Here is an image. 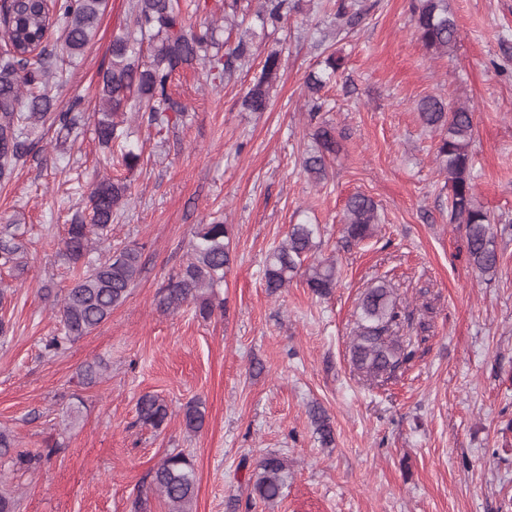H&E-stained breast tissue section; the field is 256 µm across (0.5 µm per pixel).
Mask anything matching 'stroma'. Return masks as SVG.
Instances as JSON below:
<instances>
[{
	"mask_svg": "<svg viewBox=\"0 0 512 512\" xmlns=\"http://www.w3.org/2000/svg\"><path fill=\"white\" fill-rule=\"evenodd\" d=\"M364 2L359 25L339 32L313 0L257 39L230 82L213 85L200 65L179 71L171 89L190 117L177 134L130 118L143 155L111 242L143 245L145 268L108 321L50 353L54 304L75 278L60 241L109 171L94 114L129 0H105L94 40L51 91L59 112L81 99L82 135L41 127L26 163L0 183V225L20 224L27 248L23 273L0 272L10 287L0 316L11 326L0 336V428L22 452L60 446L35 471L0 459V486L19 512H134L140 497L147 512H168L152 478L175 450L194 464L193 512H512V0H448L459 36L440 58L417 39L410 0ZM278 46L270 107L248 111L242 97ZM331 53L344 65L321 92L319 119L335 127L339 150L315 183L301 167L315 128L304 80ZM427 95L473 111L475 200L504 225L495 275L469 263L465 230L450 220L439 136L416 112ZM357 192L381 222L350 245L344 209ZM215 219L231 230L223 311L159 312L155 294L186 262L192 227ZM298 223L320 225L315 257L336 261L328 296L299 277L273 295L265 288L268 251ZM382 280L415 354L378 386L353 369L349 346L359 297ZM99 361L101 379L81 385L79 370ZM148 393L168 406L162 429L137 419ZM194 398L206 413L196 434L182 420ZM315 406L334 429L327 448L309 419ZM274 452L288 478L267 504L248 479Z\"/></svg>",
	"mask_w": 512,
	"mask_h": 512,
	"instance_id": "1",
	"label": "stroma"
}]
</instances>
